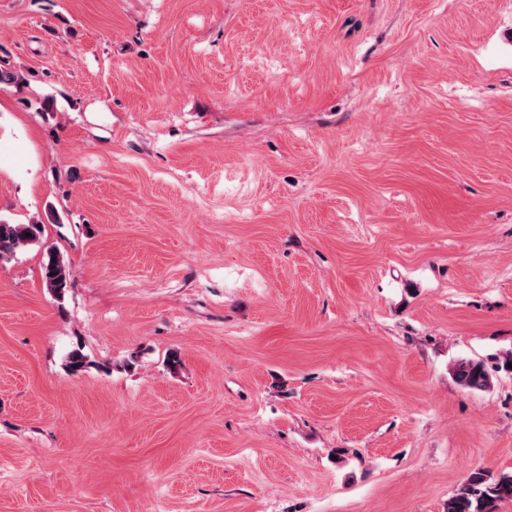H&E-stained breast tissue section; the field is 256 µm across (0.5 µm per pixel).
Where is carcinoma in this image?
<instances>
[{"label": "carcinoma", "instance_id": "cac0c4a2", "mask_svg": "<svg viewBox=\"0 0 512 512\" xmlns=\"http://www.w3.org/2000/svg\"><path fill=\"white\" fill-rule=\"evenodd\" d=\"M44 233L39 223L12 224L0 221V263L14 257L17 250L37 243ZM42 277L46 287L62 299L71 287L70 266L55 250L47 252ZM454 380L463 388L484 391L492 384L487 365L476 359H461L452 367ZM512 502V473L497 476L483 468L470 472L448 499L447 512H498L504 502Z\"/></svg>", "mask_w": 512, "mask_h": 512}]
</instances>
